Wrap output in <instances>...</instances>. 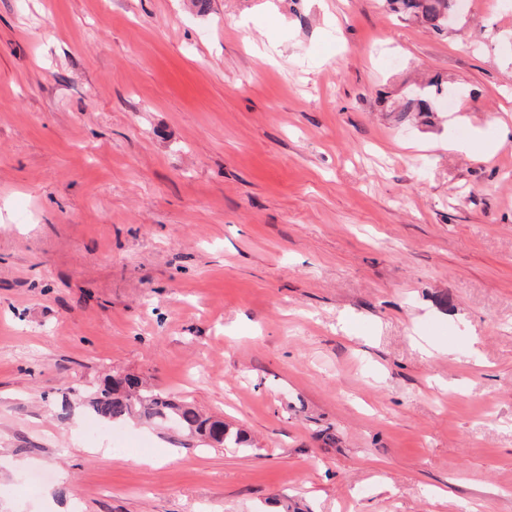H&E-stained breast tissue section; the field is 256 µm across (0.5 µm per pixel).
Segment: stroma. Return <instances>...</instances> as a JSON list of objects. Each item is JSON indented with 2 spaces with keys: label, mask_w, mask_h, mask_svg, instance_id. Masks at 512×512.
<instances>
[{
  "label": "stroma",
  "mask_w": 512,
  "mask_h": 512,
  "mask_svg": "<svg viewBox=\"0 0 512 512\" xmlns=\"http://www.w3.org/2000/svg\"><path fill=\"white\" fill-rule=\"evenodd\" d=\"M501 121L512 0H0V512H512ZM391 9L415 16L435 31H442L451 15L449 0H386ZM448 16V19L446 18ZM89 405L96 417L108 424L139 418L177 434L196 437L207 445L233 444L249 448L252 441L240 428L197 409L189 402H176L134 374L106 376Z\"/></svg>",
  "instance_id": "35a3bbf8"
}]
</instances>
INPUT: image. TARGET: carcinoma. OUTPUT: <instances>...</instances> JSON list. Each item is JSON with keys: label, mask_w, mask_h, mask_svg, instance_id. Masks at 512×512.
Listing matches in <instances>:
<instances>
[{"label": "carcinoma", "mask_w": 512, "mask_h": 512, "mask_svg": "<svg viewBox=\"0 0 512 512\" xmlns=\"http://www.w3.org/2000/svg\"><path fill=\"white\" fill-rule=\"evenodd\" d=\"M390 8L415 16L435 31L448 24L449 0H386ZM89 405L108 424L133 418L196 437L209 445L233 444L249 448L252 441L240 428L207 415L189 402H176L134 374L106 376Z\"/></svg>", "instance_id": "obj_1"}]
</instances>
